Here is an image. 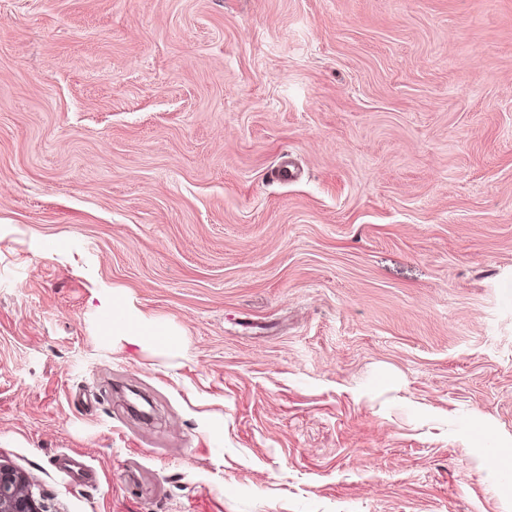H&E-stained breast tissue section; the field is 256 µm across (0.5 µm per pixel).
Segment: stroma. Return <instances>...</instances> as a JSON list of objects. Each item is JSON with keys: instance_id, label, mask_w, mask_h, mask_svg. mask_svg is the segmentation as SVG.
<instances>
[{"instance_id": "1", "label": "stroma", "mask_w": 512, "mask_h": 512, "mask_svg": "<svg viewBox=\"0 0 512 512\" xmlns=\"http://www.w3.org/2000/svg\"><path fill=\"white\" fill-rule=\"evenodd\" d=\"M0 462L512 512V0H0Z\"/></svg>"}]
</instances>
